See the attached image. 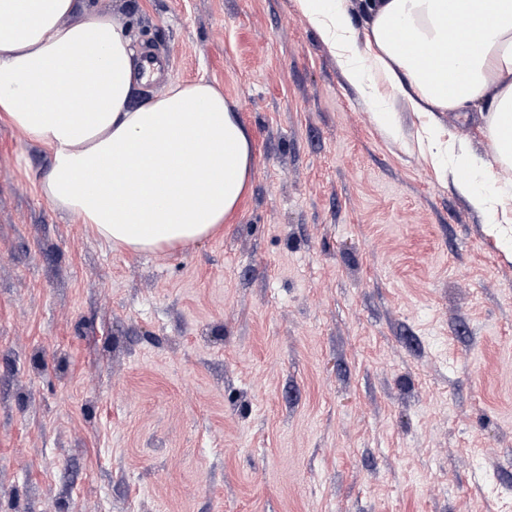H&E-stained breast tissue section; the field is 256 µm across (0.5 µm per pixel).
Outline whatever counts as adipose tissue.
<instances>
[{
	"instance_id": "obj_1",
	"label": "adipose tissue",
	"mask_w": 512,
	"mask_h": 512,
	"mask_svg": "<svg viewBox=\"0 0 512 512\" xmlns=\"http://www.w3.org/2000/svg\"><path fill=\"white\" fill-rule=\"evenodd\" d=\"M391 137L399 127L371 73L428 116L426 148L440 167L461 171L456 189L473 209L496 213L499 189H483L465 143L442 139L435 112L478 108L495 146L498 179L512 185V0H297ZM478 23L482 45L448 39L462 20ZM431 53L416 61V50ZM147 73L128 31L84 0H0V120L53 157L39 182L55 208L77 214L113 246L131 252L185 247L230 220L251 184L254 142L211 83H169L131 106ZM77 99L63 107L59 94ZM147 178L133 174L134 166Z\"/></svg>"
}]
</instances>
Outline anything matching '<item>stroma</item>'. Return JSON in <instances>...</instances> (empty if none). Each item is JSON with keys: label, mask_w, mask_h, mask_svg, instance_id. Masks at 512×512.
<instances>
[{"label": "stroma", "mask_w": 512, "mask_h": 512, "mask_svg": "<svg viewBox=\"0 0 512 512\" xmlns=\"http://www.w3.org/2000/svg\"><path fill=\"white\" fill-rule=\"evenodd\" d=\"M209 81L256 168L229 224L154 253L55 209L0 121V512H512V255L296 0H90ZM480 114L444 139L497 169Z\"/></svg>", "instance_id": "1"}]
</instances>
